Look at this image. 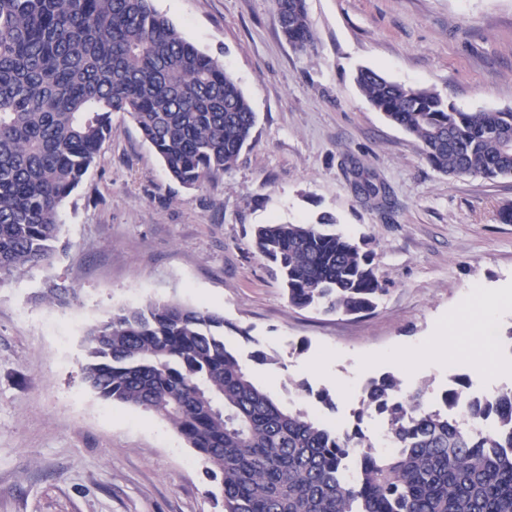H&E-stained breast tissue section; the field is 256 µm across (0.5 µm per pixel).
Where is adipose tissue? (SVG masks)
<instances>
[{
	"mask_svg": "<svg viewBox=\"0 0 512 512\" xmlns=\"http://www.w3.org/2000/svg\"><path fill=\"white\" fill-rule=\"evenodd\" d=\"M511 310V289L504 288L491 293L483 287H475L466 305L448 320L449 355L471 357L488 373L499 372L500 366L492 355V344L485 342L475 345L471 339L477 330H491L497 317Z\"/></svg>",
	"mask_w": 512,
	"mask_h": 512,
	"instance_id": "1",
	"label": "adipose tissue"
}]
</instances>
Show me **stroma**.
I'll return each mask as SVG.
<instances>
[{
  "label": "stroma",
  "mask_w": 512,
  "mask_h": 512,
  "mask_svg": "<svg viewBox=\"0 0 512 512\" xmlns=\"http://www.w3.org/2000/svg\"><path fill=\"white\" fill-rule=\"evenodd\" d=\"M306 3L315 41L303 51L282 35L272 0H152L237 81L256 114L253 145L188 189L113 115L110 140L59 209L52 267L0 283V512H221L167 421L104 401L84 380L86 331L151 300L220 313L226 345L277 404L373 441L382 418L353 416L369 379L425 387L433 408L456 377L480 395L512 386L439 349L420 367L398 356L439 336L474 284L512 287V224L498 218L512 176L435 171L355 82L370 68L468 112L512 109V0ZM365 180L377 196L358 192ZM325 213L373 254L385 288L373 313L290 305L252 246L258 225ZM56 284L76 301H40Z\"/></svg>",
  "instance_id": "1"
}]
</instances>
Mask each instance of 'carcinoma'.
Here are the masks:
<instances>
[{
    "mask_svg": "<svg viewBox=\"0 0 512 512\" xmlns=\"http://www.w3.org/2000/svg\"><path fill=\"white\" fill-rule=\"evenodd\" d=\"M284 37L314 40L305 0H273ZM364 97L448 176H512V109L464 112L437 91L357 75ZM131 118L168 175L197 188L249 145L256 113L224 64L186 40L151 0H0V282L47 266L58 211L112 134ZM315 224H263L254 246L297 308L373 312L384 293L372 254ZM50 288L49 304L75 299ZM84 379L104 400L169 422L220 481L223 512H512V388L468 393L463 378L425 404L384 375L358 415L387 417L395 451L376 454L339 431L279 407L224 344V316L149 301L121 309L85 337ZM462 408L466 419L454 417ZM497 420L481 429L478 424ZM358 457L357 476L344 460Z\"/></svg>",
    "mask_w": 512,
    "mask_h": 512,
    "instance_id": "1",
    "label": "carcinoma"
}]
</instances>
